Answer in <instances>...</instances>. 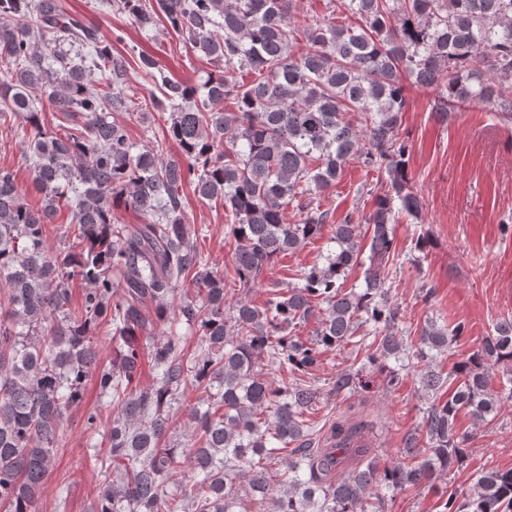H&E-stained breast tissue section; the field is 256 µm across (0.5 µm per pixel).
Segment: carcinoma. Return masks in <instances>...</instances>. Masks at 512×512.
<instances>
[{"label":"carcinoma","mask_w":512,"mask_h":512,"mask_svg":"<svg viewBox=\"0 0 512 512\" xmlns=\"http://www.w3.org/2000/svg\"><path fill=\"white\" fill-rule=\"evenodd\" d=\"M295 2L119 0L143 27L164 16L200 58L220 65L196 86L157 75L142 54L158 92L129 104L127 60L60 0H0V71L8 70L0 121L19 118L34 129L28 161L40 194L38 204L24 203L0 169V512H39L61 426L92 377L113 406L108 448L95 444L90 455L104 467L93 512H242L243 488L266 512H388L395 495L428 488L465 458L460 412L483 422L496 415L503 395L489 371L512 362V321L455 366L459 382L444 398L448 377L437 359L463 329L430 322L419 346L408 344L397 335L383 269L395 256L397 217L422 213L402 135L406 90L434 89L431 110L441 121L472 102L511 117L503 84L512 78V0H344V21L302 25ZM38 93L51 105L49 121ZM227 96L233 112L219 109ZM122 108L169 113L178 153L159 159L137 148L110 119ZM352 112L359 123L347 119ZM350 161L385 174L386 193L366 218L368 262L346 215L335 224L334 250L302 271L300 285L271 289L260 306L226 303L224 276L203 263L184 221L183 184L202 201L222 202L245 288L322 235L331 215L316 195ZM63 204L73 213L72 242L54 252L43 227ZM123 206L141 222L116 226ZM289 208L299 215L294 224ZM355 266L364 268L365 288L346 292L341 280ZM189 277L197 295L170 307ZM74 279L85 285L75 310L66 288ZM315 316L311 336H299ZM183 326L199 337L193 351ZM102 330L117 345L113 363L101 361ZM369 338L367 362L384 371L387 388L417 366L432 398L427 447L412 433L399 458L351 447L361 426L338 420L322 444L311 425L320 399L311 380L324 354ZM144 356L155 378L146 388ZM390 358L398 365L386 366ZM266 367L289 381L275 384ZM189 382L200 396L182 444L166 439L168 414ZM348 454L364 468L340 479ZM278 459L281 474L270 471ZM440 512H512V469L479 474L470 493H450Z\"/></svg>","instance_id":"cac0c4a2"}]
</instances>
